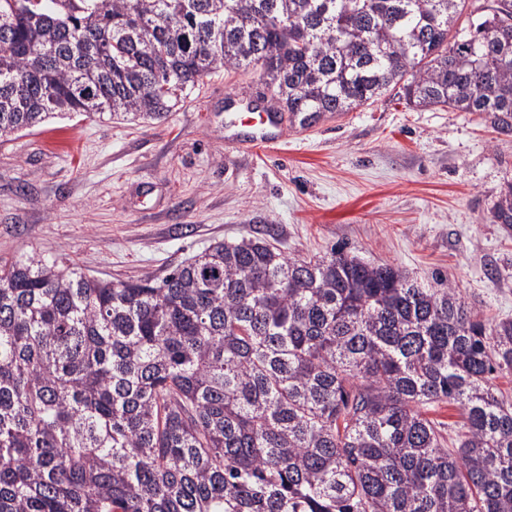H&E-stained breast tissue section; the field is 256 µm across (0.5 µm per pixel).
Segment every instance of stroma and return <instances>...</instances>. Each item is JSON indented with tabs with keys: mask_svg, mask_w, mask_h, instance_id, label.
<instances>
[{
	"mask_svg": "<svg viewBox=\"0 0 512 512\" xmlns=\"http://www.w3.org/2000/svg\"><path fill=\"white\" fill-rule=\"evenodd\" d=\"M270 93L261 67L222 71L163 119H53L0 143V256L160 279L215 242L259 237L396 266L452 286L480 320L512 319V230L491 216L512 136L388 93L246 148L228 104Z\"/></svg>",
	"mask_w": 512,
	"mask_h": 512,
	"instance_id": "35a3bbf8",
	"label": "stroma"
}]
</instances>
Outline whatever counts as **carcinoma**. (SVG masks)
I'll return each mask as SVG.
<instances>
[{"mask_svg":"<svg viewBox=\"0 0 512 512\" xmlns=\"http://www.w3.org/2000/svg\"><path fill=\"white\" fill-rule=\"evenodd\" d=\"M464 4L0 0V142L161 119L258 62L302 129L396 87L512 135V0L460 27ZM492 217L512 229V179ZM503 371L511 319L341 250L217 242L159 282L0 257V512H512ZM427 418L434 422H440L445 424L448 438V426L455 431L463 430L464 417L462 411L455 405L448 403H438L423 411ZM448 448H455L451 438H448Z\"/></svg>","mask_w":512,"mask_h":512,"instance_id":"1","label":"carcinoma"}]
</instances>
